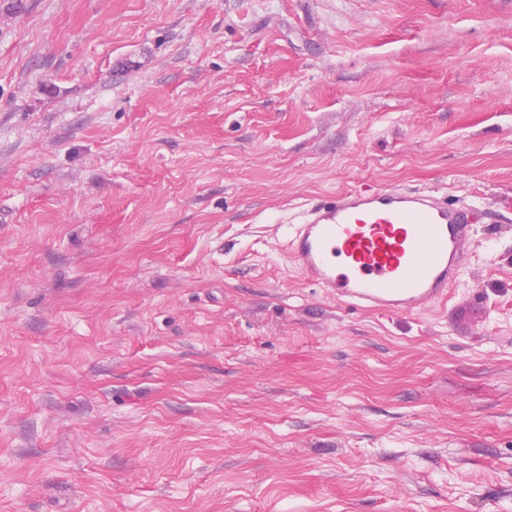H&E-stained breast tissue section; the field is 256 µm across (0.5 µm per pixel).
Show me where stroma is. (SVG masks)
<instances>
[{"mask_svg": "<svg viewBox=\"0 0 512 512\" xmlns=\"http://www.w3.org/2000/svg\"><path fill=\"white\" fill-rule=\"evenodd\" d=\"M365 185L447 302L297 271ZM0 512H512V0H0ZM488 210L438 190L353 188L311 205L286 249L340 304L411 316L448 299L470 264L473 224Z\"/></svg>", "mask_w": 512, "mask_h": 512, "instance_id": "obj_1", "label": "stroma"}]
</instances>
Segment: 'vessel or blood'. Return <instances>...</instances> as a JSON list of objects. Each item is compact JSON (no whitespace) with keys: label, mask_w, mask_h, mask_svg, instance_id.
Segmentation results:
<instances>
[{"label":"vessel or blood","mask_w":512,"mask_h":512,"mask_svg":"<svg viewBox=\"0 0 512 512\" xmlns=\"http://www.w3.org/2000/svg\"><path fill=\"white\" fill-rule=\"evenodd\" d=\"M482 214L437 190L353 188L311 205L286 249L340 304L411 316L447 300L470 264Z\"/></svg>","instance_id":"vessel-or-blood-1"}]
</instances>
